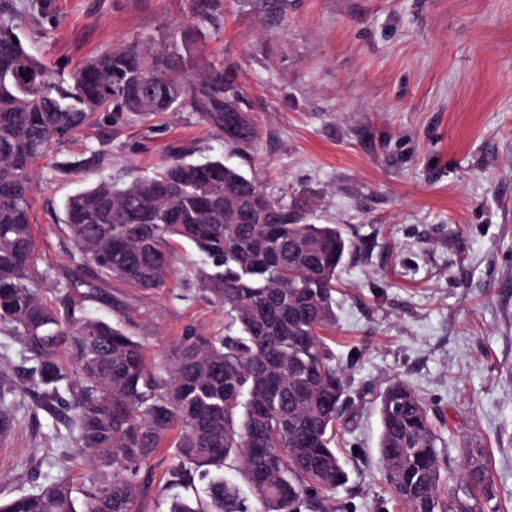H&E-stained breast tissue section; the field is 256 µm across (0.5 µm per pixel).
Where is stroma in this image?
<instances>
[{"label": "stroma", "instance_id": "35a3bbf8", "mask_svg": "<svg viewBox=\"0 0 512 512\" xmlns=\"http://www.w3.org/2000/svg\"><path fill=\"white\" fill-rule=\"evenodd\" d=\"M10 2L16 34L59 79L115 46L191 32L185 70L230 71L259 133L237 154L178 106L53 146L32 196L48 301L79 260L59 221L68 195L153 174L176 151L193 162L224 156L275 198L308 196L314 223L340 225L359 246L325 333L352 403L338 428L349 480L330 494L336 512H403L377 453L376 398L394 380L426 401L450 470L469 444L485 448L495 488L486 512H512V0H212L219 22L200 29L194 0ZM199 260L184 246L164 288L114 280L71 297L158 360L188 328L224 333L223 309L185 285ZM30 366L0 332V377L17 405L0 441L4 502L60 474L80 490L104 475L26 388ZM174 464L164 449L143 467L138 512H162L176 494Z\"/></svg>", "mask_w": 512, "mask_h": 512}]
</instances>
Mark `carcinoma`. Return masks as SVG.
Masks as SVG:
<instances>
[{
	"instance_id": "1",
	"label": "carcinoma",
	"mask_w": 512,
	"mask_h": 512,
	"mask_svg": "<svg viewBox=\"0 0 512 512\" xmlns=\"http://www.w3.org/2000/svg\"><path fill=\"white\" fill-rule=\"evenodd\" d=\"M211 8L195 0L197 24H217ZM12 37L0 3V330L34 361L27 382L42 405L67 415L74 446L108 472L81 500L57 477L0 512H135L139 473L167 443L172 477L190 490L167 512H247L224 482L231 464L259 512H330L320 493L348 479L334 429L349 383L323 331L336 325V275L355 242L335 224L311 223L304 195L276 199L222 157L173 155L152 176L100 181L67 198L62 223L81 263L58 287L57 310L34 271L30 224L33 168L51 145L107 118L176 105L235 152L252 148L257 126L224 69L182 76L183 43L120 45L57 80ZM184 244L203 255L195 280L224 308L229 333L189 328L156 369L135 336L86 314L70 289L107 279L162 288ZM15 393L0 379L1 438L16 421ZM379 414V459L405 512H484L495 496L484 449L467 447L462 472L448 470L424 400L402 381L380 395Z\"/></svg>"
}]
</instances>
